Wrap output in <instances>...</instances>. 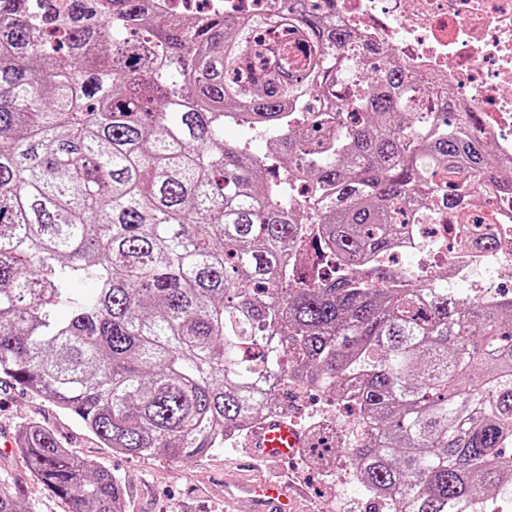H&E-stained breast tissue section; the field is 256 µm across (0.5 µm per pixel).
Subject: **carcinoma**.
I'll return each instance as SVG.
<instances>
[{"label": "carcinoma", "mask_w": 512, "mask_h": 512, "mask_svg": "<svg viewBox=\"0 0 512 512\" xmlns=\"http://www.w3.org/2000/svg\"><path fill=\"white\" fill-rule=\"evenodd\" d=\"M334 2L228 22L0 0V373L115 453L181 460L260 422L277 377L335 401L355 382L364 429L326 451L359 488L398 512H480L512 498V298L400 283L374 258L430 206L478 223L462 197L495 155L478 116L336 26ZM263 26L292 38L259 77ZM230 120L272 130L297 167L259 182L267 157L225 140ZM298 177L311 213L285 203ZM17 439L71 512H125L120 479L52 429ZM0 512H23L4 484Z\"/></svg>", "instance_id": "obj_1"}]
</instances>
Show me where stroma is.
<instances>
[{"label": "stroma", "mask_w": 512, "mask_h": 512, "mask_svg": "<svg viewBox=\"0 0 512 512\" xmlns=\"http://www.w3.org/2000/svg\"><path fill=\"white\" fill-rule=\"evenodd\" d=\"M28 420L54 429L75 455L118 475L124 487L125 512H225L227 485L264 474L263 469L243 466L248 450L242 442L213 449L186 463L161 454L130 457L113 453L73 416L4 379L0 381V480L16 492L24 512H70L68 503L31 474L18 450L3 445L17 425ZM282 478L303 488L300 512H369L370 503L348 462H339L328 478L296 461L285 465Z\"/></svg>", "instance_id": "obj_1"}]
</instances>
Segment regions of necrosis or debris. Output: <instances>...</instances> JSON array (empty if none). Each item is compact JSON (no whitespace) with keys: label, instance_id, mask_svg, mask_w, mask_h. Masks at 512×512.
Segmentation results:
<instances>
[{"label":"necrosis or debris","instance_id":"4bbe7bcc","mask_svg":"<svg viewBox=\"0 0 512 512\" xmlns=\"http://www.w3.org/2000/svg\"><path fill=\"white\" fill-rule=\"evenodd\" d=\"M336 21L389 48L422 81L447 82L456 109L479 113L498 156L512 158V0H336ZM475 213L495 233L493 252L462 247L447 225L411 224L396 257L445 252L449 281L487 296L497 285L493 272L512 267V192Z\"/></svg>","mask_w":512,"mask_h":512}]
</instances>
